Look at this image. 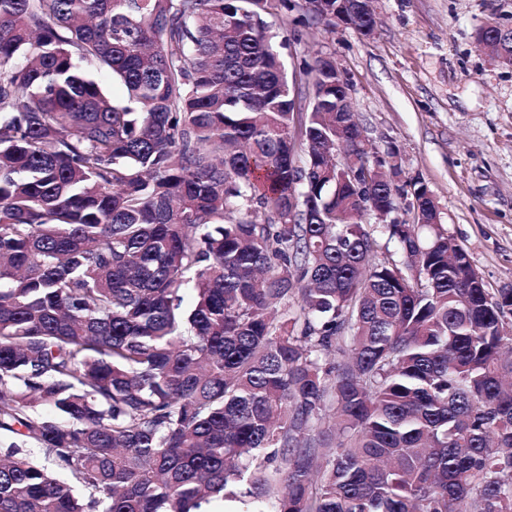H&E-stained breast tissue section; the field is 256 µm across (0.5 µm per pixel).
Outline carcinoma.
<instances>
[{
	"mask_svg": "<svg viewBox=\"0 0 512 512\" xmlns=\"http://www.w3.org/2000/svg\"><path fill=\"white\" fill-rule=\"evenodd\" d=\"M295 8L336 29L0 0V512H512V291L402 163L336 168L369 139L334 59L288 78Z\"/></svg>",
	"mask_w": 512,
	"mask_h": 512,
	"instance_id": "obj_1",
	"label": "carcinoma"
}]
</instances>
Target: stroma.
<instances>
[{"label": "stroma", "mask_w": 512, "mask_h": 512, "mask_svg": "<svg viewBox=\"0 0 512 512\" xmlns=\"http://www.w3.org/2000/svg\"><path fill=\"white\" fill-rule=\"evenodd\" d=\"M376 28H303L288 65L314 51L351 84L356 118L422 178L449 235L492 294L512 290V66L480 45L487 22L512 28V0H374Z\"/></svg>", "instance_id": "35a3bbf8"}]
</instances>
